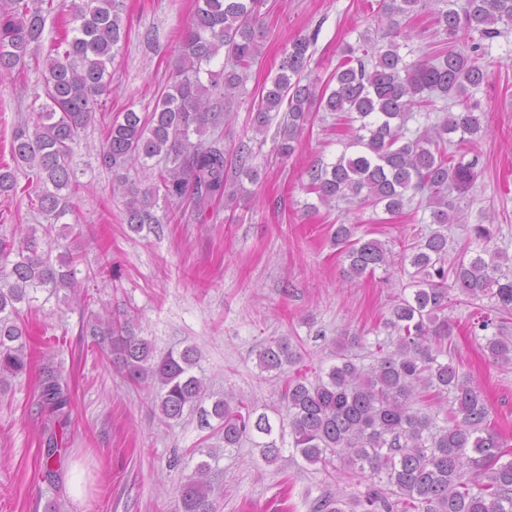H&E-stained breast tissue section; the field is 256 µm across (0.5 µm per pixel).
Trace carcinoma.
Returning <instances> with one entry per match:
<instances>
[{
	"label": "carcinoma",
	"mask_w": 512,
	"mask_h": 512,
	"mask_svg": "<svg viewBox=\"0 0 512 512\" xmlns=\"http://www.w3.org/2000/svg\"><path fill=\"white\" fill-rule=\"evenodd\" d=\"M265 0H198L181 41L172 82L152 111L128 109L111 119L100 156L115 181L124 187L125 217L139 233L159 224L158 200L173 204L192 190L199 204L222 199L227 188L228 160L216 141H191L208 126L224 121L240 93L245 76L262 56L266 32L260 23ZM388 41L369 39L347 45L332 75L335 87L316 94L304 81L311 38L298 37L284 48L282 59L253 106V129L268 130L279 112L280 153L289 156L310 119L313 102L324 112L346 113L352 128L345 151L332 162L307 170L308 188L320 204L339 202L382 207L391 217L402 213L418 194L427 193L425 208L438 228L403 253L414 268L412 293L398 299L384 327L396 333L395 349L368 369L358 366L351 349L362 336L344 332L336 342L337 363L310 382L298 368L301 354L281 337L257 351L258 366L282 377V399L288 423L276 422L243 397L224 395L203 416L218 421L224 449L247 438L273 463L282 457L289 437L291 458L325 471L334 460L352 474L378 477L363 498L348 503L339 497L321 499L317 512H512V452L490 427L482 392L451 362H442L443 345L452 331L450 291L495 300L496 312H512V259L487 244L492 233L479 212L473 225L474 249L448 263V225L466 224L458 206L476 182L478 158L461 150L483 132L472 89L489 80L475 55L482 44L456 45L460 32H476L482 40L512 27V0H442L435 24L446 39L425 57L407 63L397 39H411L406 24L423 0H379ZM123 0H0V80L24 72L29 61L45 73V102L31 120L19 125L11 141L15 168H0V194L17 191L15 171L22 168L39 187L34 209L44 223L17 226L0 237V387L30 367L23 303L35 293L62 289L81 294L78 257L61 239L75 230L64 221L75 213L80 185L72 167V150L93 114L112 96L108 66L125 41ZM60 12L73 27L44 43L47 17ZM453 101L437 106V101ZM434 108L445 116L406 136L415 112ZM159 157L163 168L154 183L141 189L130 171L146 169ZM234 166L254 178L252 151L239 144ZM358 225L338 224L332 233L342 246L353 278L388 271L389 251L376 239L357 236ZM59 251L52 256L53 251ZM134 317L113 316L86 332L108 346L127 380L160 385L153 399L164 423L202 403L207 388L197 376L198 352L193 346L155 354L152 343L136 335ZM484 350L495 361L512 365V336L497 331L485 337ZM452 397L449 424L414 408L430 398ZM42 397L55 408L67 404L59 383L49 375ZM210 448L178 495L177 512H215L224 484L212 476Z\"/></svg>",
	"instance_id": "carcinoma-1"
}]
</instances>
